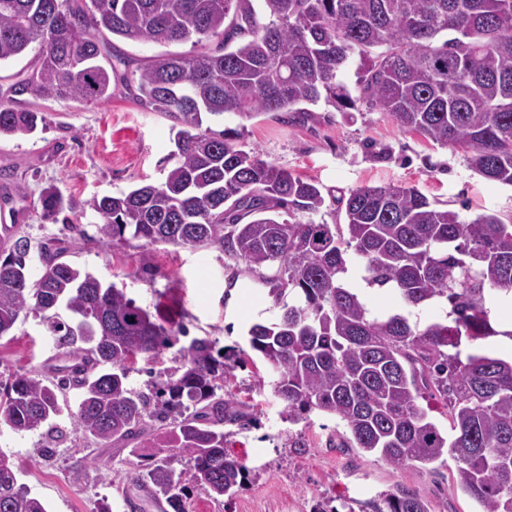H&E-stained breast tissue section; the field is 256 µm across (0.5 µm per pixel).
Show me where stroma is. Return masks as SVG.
<instances>
[{"instance_id":"35a3bbf8","label":"stroma","mask_w":512,"mask_h":512,"mask_svg":"<svg viewBox=\"0 0 512 512\" xmlns=\"http://www.w3.org/2000/svg\"><path fill=\"white\" fill-rule=\"evenodd\" d=\"M114 49L130 65L113 81L108 101L21 97L20 108L44 113L46 128L0 139V195L12 194L25 210L15 234L64 248L65 261L123 288L136 305L183 324L189 335L210 337L227 350L246 348L248 328L279 313L258 273L218 246L99 242V219L82 207L91 197L163 180L161 161L174 148L173 122L139 100L137 70L193 46L118 39ZM224 125L240 130L241 149L338 196L364 186H414L466 217L494 213L512 220V187L474 173L461 149L434 145L365 107L343 114L321 103L304 121L283 112L229 116ZM50 185L75 205L67 222L43 214L40 194ZM63 363L55 337L31 314L10 342L0 344V383L17 374L47 375ZM274 380L258 356L233 364L224 398L245 418L225 423L226 449L246 466V479L235 496L218 502L189 486V512H372L369 501L395 486L428 496L432 512H474L473 501L452 479L454 460L427 470L362 455L346 447L348 432L333 417L314 411L288 421ZM59 424L65 435L47 457L40 432L18 434L0 424V451L25 464L21 482L50 512H96L104 499L112 512H126L117 486L136 469L137 456L101 447L74 431L69 416ZM298 441L304 450L295 449ZM77 471L82 477L76 482Z\"/></svg>"}]
</instances>
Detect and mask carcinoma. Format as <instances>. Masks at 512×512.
Instances as JSON below:
<instances>
[{
    "instance_id": "carcinoma-1",
    "label": "carcinoma",
    "mask_w": 512,
    "mask_h": 512,
    "mask_svg": "<svg viewBox=\"0 0 512 512\" xmlns=\"http://www.w3.org/2000/svg\"><path fill=\"white\" fill-rule=\"evenodd\" d=\"M110 34L216 47L140 69L141 100L174 119V150L161 182L83 203L101 221L100 241L220 245L250 270L275 269L264 280L280 314L247 335L277 374L288 420L332 416L350 447L396 468L451 458L475 512H512V360L461 351L464 339H512L493 313L512 305V224L493 213L465 218L394 185L353 189L339 199L344 222L317 220L323 186L237 147L235 129L203 127L227 114L305 118L321 101L338 112L366 105L512 186V0H0V64L30 52L37 66L0 96V137L45 124L15 107L23 95L109 100ZM354 59L351 87L344 73ZM40 202L48 218L74 209L54 185ZM297 211L307 220L280 218ZM62 255L42 246L37 267L26 237L0 251V339L35 313L67 357L52 378L14 376L0 392V422L18 434L42 429L53 445L70 385L79 390L75 429L106 447L188 456L180 471L169 456L140 464L123 490L130 512H186L188 481L215 501L236 494L246 469L225 448L230 366L215 341L190 339L154 390L130 387L134 360L158 358L181 327ZM351 269L371 286L393 285L406 307L444 298L449 310L414 323L401 311L376 315L348 281ZM427 396L447 410V433L420 405ZM20 472L0 451V512H49ZM378 499L374 512H432L427 497L398 486Z\"/></svg>"
}]
</instances>
